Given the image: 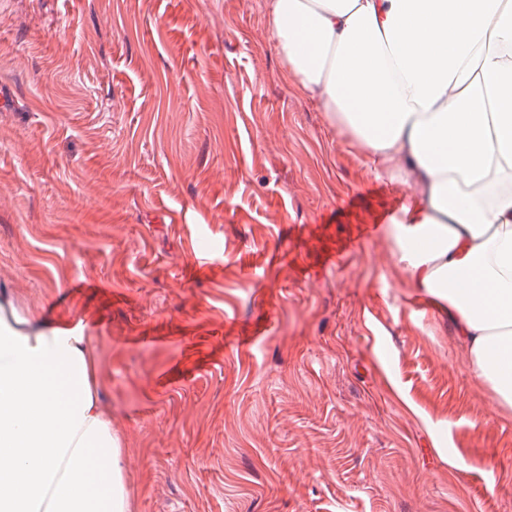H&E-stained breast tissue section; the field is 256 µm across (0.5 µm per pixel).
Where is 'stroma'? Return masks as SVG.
Here are the masks:
<instances>
[{
    "mask_svg": "<svg viewBox=\"0 0 512 512\" xmlns=\"http://www.w3.org/2000/svg\"><path fill=\"white\" fill-rule=\"evenodd\" d=\"M0 91V292L96 336L134 512H512V410L267 0H0Z\"/></svg>",
    "mask_w": 512,
    "mask_h": 512,
    "instance_id": "35a3bbf8",
    "label": "stroma"
}]
</instances>
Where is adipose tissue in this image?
Wrapping results in <instances>:
<instances>
[{
	"instance_id": "ef3b65f1",
	"label": "adipose tissue",
	"mask_w": 512,
	"mask_h": 512,
	"mask_svg": "<svg viewBox=\"0 0 512 512\" xmlns=\"http://www.w3.org/2000/svg\"><path fill=\"white\" fill-rule=\"evenodd\" d=\"M300 92L378 179L408 287L512 409V0H268ZM82 327L0 296V512H132L122 438Z\"/></svg>"
}]
</instances>
